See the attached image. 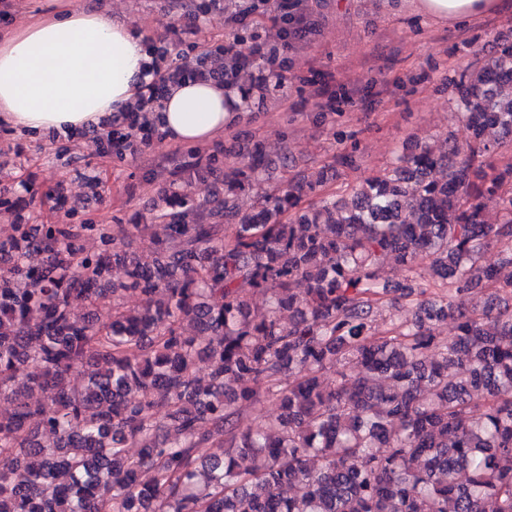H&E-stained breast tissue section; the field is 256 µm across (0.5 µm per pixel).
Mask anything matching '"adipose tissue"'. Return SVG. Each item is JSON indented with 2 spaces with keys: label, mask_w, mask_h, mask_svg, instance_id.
<instances>
[{
  "label": "adipose tissue",
  "mask_w": 512,
  "mask_h": 512,
  "mask_svg": "<svg viewBox=\"0 0 512 512\" xmlns=\"http://www.w3.org/2000/svg\"><path fill=\"white\" fill-rule=\"evenodd\" d=\"M496 0H417L418 14L457 24L494 10ZM151 58L146 36L101 10L95 0L72 8L45 0L29 21L0 28V124L18 131L78 133L125 111L144 88ZM234 90L184 82L165 96L167 138L210 141L235 123Z\"/></svg>",
  "instance_id": "adipose-tissue-1"
}]
</instances>
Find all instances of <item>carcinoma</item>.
Masks as SVG:
<instances>
[{
    "label": "carcinoma",
    "mask_w": 512,
    "mask_h": 512,
    "mask_svg": "<svg viewBox=\"0 0 512 512\" xmlns=\"http://www.w3.org/2000/svg\"><path fill=\"white\" fill-rule=\"evenodd\" d=\"M173 8L172 29L283 4ZM150 46L145 92L88 131L115 162L162 137L175 85L238 88L246 110L252 91L282 86L284 62L254 26ZM453 83L466 139L417 143L338 198L301 205L326 168L263 189L260 147L241 167L221 148L201 164L187 147L134 225L153 230L149 253L106 224L12 225L0 240V512H512V274L483 264L497 247L512 265V159L489 161L512 148V42ZM203 168L222 176L221 197L197 193ZM491 206L498 224L484 219ZM85 230L98 253H85ZM423 255L429 276L381 279ZM130 293L138 306H125ZM404 303L411 322L393 319ZM447 320L454 334L440 340ZM264 398L278 414L244 423Z\"/></svg>",
    "instance_id": "obj_1"
}]
</instances>
